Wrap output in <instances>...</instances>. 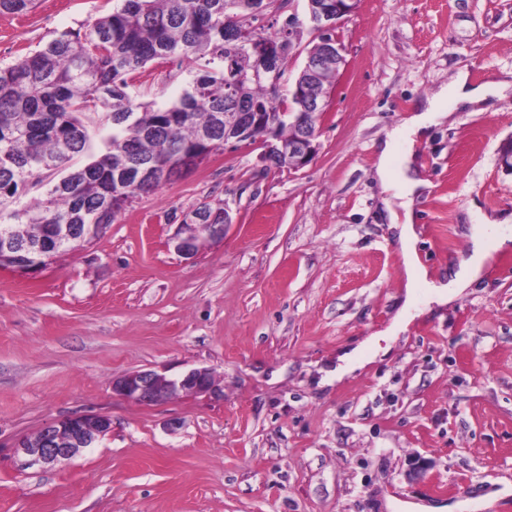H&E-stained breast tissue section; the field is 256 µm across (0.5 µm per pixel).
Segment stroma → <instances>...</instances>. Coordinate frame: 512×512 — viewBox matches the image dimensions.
Wrapping results in <instances>:
<instances>
[{
	"label": "stroma",
	"mask_w": 512,
	"mask_h": 512,
	"mask_svg": "<svg viewBox=\"0 0 512 512\" xmlns=\"http://www.w3.org/2000/svg\"><path fill=\"white\" fill-rule=\"evenodd\" d=\"M118 0H38L0 15V66ZM346 70L319 153L277 167L261 143L212 154L137 196L107 233L32 275L0 271V512H495L512 504V249L448 304L416 291L372 177L377 145L449 86L512 73V0H360L337 26ZM188 69L149 64L138 103L175 101ZM512 93L453 110L416 152L429 189L417 249L448 281L471 235L512 226ZM223 203L222 240L185 258L187 212ZM367 362L337 375L338 358ZM213 374L220 397L153 405L112 392L124 373ZM102 413L112 431L52 467L19 440Z\"/></svg>",
	"instance_id": "35a3bbf8"
}]
</instances>
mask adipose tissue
Returning a JSON list of instances; mask_svg holds the SVG:
<instances>
[{
	"label": "adipose tissue",
	"instance_id": "1",
	"mask_svg": "<svg viewBox=\"0 0 512 512\" xmlns=\"http://www.w3.org/2000/svg\"><path fill=\"white\" fill-rule=\"evenodd\" d=\"M512 90V80H489L473 84L467 72H459L448 96L455 106L478 104L492 96H502ZM445 113L439 99H432L417 106L412 115L394 127L377 152L375 176L385 195L383 206L387 224L396 230L408 281L407 296H414L417 286L427 282L428 271L421 263L416 250L414 231V199L428 186L420 175L412 149L416 142L426 138L430 127L444 119ZM512 246V234L495 235L493 238L477 236L473 239L471 258L462 263L448 281L435 287L439 299L445 300L455 290L468 287L479 278L490 249L504 250Z\"/></svg>",
	"mask_w": 512,
	"mask_h": 512
}]
</instances>
